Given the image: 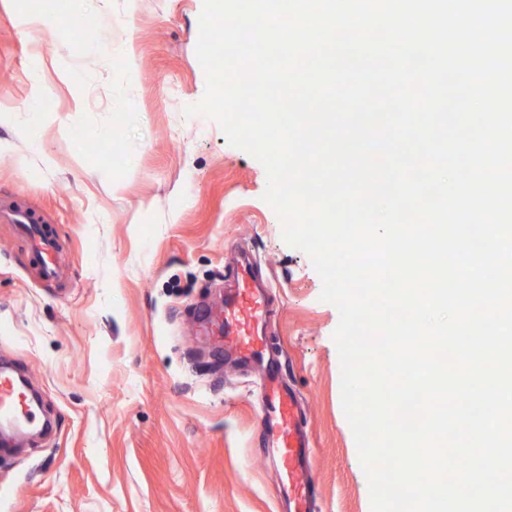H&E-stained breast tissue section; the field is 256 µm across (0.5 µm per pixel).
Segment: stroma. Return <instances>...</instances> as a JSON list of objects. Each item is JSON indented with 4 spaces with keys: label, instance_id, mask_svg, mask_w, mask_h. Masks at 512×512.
<instances>
[{
    "label": "stroma",
    "instance_id": "1",
    "mask_svg": "<svg viewBox=\"0 0 512 512\" xmlns=\"http://www.w3.org/2000/svg\"><path fill=\"white\" fill-rule=\"evenodd\" d=\"M201 8L0 7V205L37 213L59 268L45 282L27 240L0 223V361L53 422L0 447V485L16 490L0 512H289L257 426L264 372L225 351L216 329L244 259L267 288L273 358L307 436L310 512H371L342 407L339 312L283 241L261 163L213 120L184 114L205 93ZM70 70L79 84L64 81ZM78 128L93 137L74 141Z\"/></svg>",
    "mask_w": 512,
    "mask_h": 512
}]
</instances>
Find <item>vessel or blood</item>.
Instances as JSON below:
<instances>
[{"instance_id": "b4317fda", "label": "vessel or blood", "mask_w": 512, "mask_h": 512, "mask_svg": "<svg viewBox=\"0 0 512 512\" xmlns=\"http://www.w3.org/2000/svg\"><path fill=\"white\" fill-rule=\"evenodd\" d=\"M0 221L16 225L38 258L45 281H53L57 270L55 253L57 244L38 225L35 214H21L0 209ZM267 313V299L256 289L242 286L236 298L224 308V322L220 335L235 343L247 358L259 356L255 341L259 337ZM39 415L31 399L25 398L18 376L12 370H0V428L7 432H21L26 426L37 423ZM259 425L262 430L277 439L282 461V482L306 491L305 441L296 430V403L294 397L283 388L277 375H269L263 399Z\"/></svg>"}]
</instances>
